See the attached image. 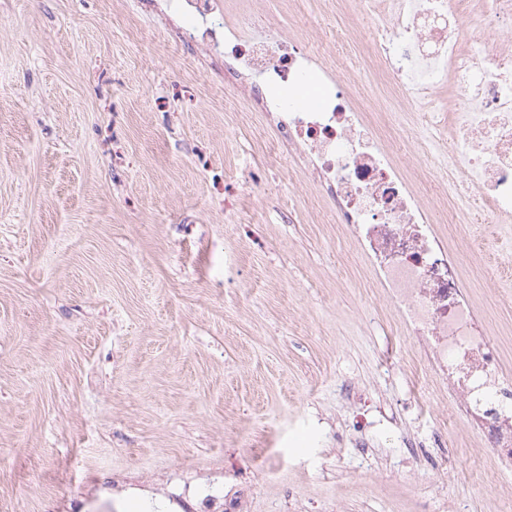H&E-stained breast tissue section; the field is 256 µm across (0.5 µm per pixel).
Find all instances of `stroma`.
I'll return each mask as SVG.
<instances>
[{"label": "stroma", "instance_id": "1", "mask_svg": "<svg viewBox=\"0 0 512 512\" xmlns=\"http://www.w3.org/2000/svg\"><path fill=\"white\" fill-rule=\"evenodd\" d=\"M392 147L420 131L347 0H256ZM350 47L336 48L337 30ZM224 79V10L0 0V512L196 508L224 464L254 512H504L512 483L408 344L327 197ZM512 368V223L443 226ZM363 391L351 406L346 386ZM364 445L337 446L356 413ZM444 429L454 467L401 432ZM117 473L132 488L97 487Z\"/></svg>", "mask_w": 512, "mask_h": 512}]
</instances>
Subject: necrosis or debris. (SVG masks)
Returning a JSON list of instances; mask_svg holds the SVG:
<instances>
[{
	"mask_svg": "<svg viewBox=\"0 0 512 512\" xmlns=\"http://www.w3.org/2000/svg\"><path fill=\"white\" fill-rule=\"evenodd\" d=\"M356 4L371 54L423 128L408 160L379 146L337 72L306 47L262 34L249 0L224 17V54L243 94L308 160L419 361L501 476L512 472V374L410 170L464 175L469 192L449 184V202L480 211L487 224L512 222V41L487 42L512 21V0H483L478 35L465 21L470 0H389L383 11L376 0ZM318 68L322 88L308 104L294 91Z\"/></svg>",
	"mask_w": 512,
	"mask_h": 512,
	"instance_id": "4bbe7bcc",
	"label": "necrosis or debris"
}]
</instances>
